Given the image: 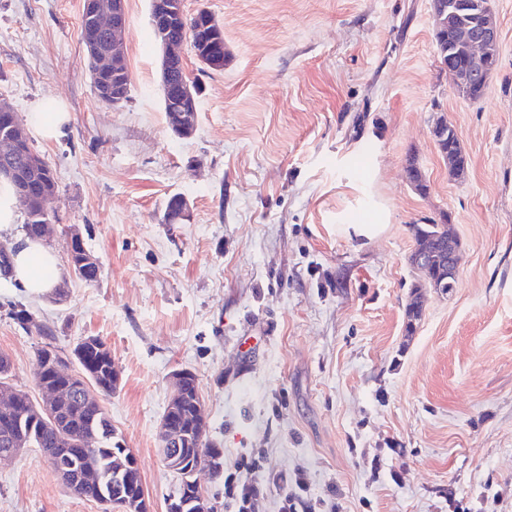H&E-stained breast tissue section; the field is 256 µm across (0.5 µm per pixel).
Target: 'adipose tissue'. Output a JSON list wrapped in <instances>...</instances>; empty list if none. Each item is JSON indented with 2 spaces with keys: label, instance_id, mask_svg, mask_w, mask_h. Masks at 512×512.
Returning <instances> with one entry per match:
<instances>
[{
  "label": "adipose tissue",
  "instance_id": "ef3b65f1",
  "mask_svg": "<svg viewBox=\"0 0 512 512\" xmlns=\"http://www.w3.org/2000/svg\"><path fill=\"white\" fill-rule=\"evenodd\" d=\"M62 271L54 253L41 242L28 238L17 239L12 257V278L21 288L33 295L52 291Z\"/></svg>",
  "mask_w": 512,
  "mask_h": 512
}]
</instances>
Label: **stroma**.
<instances>
[{
	"mask_svg": "<svg viewBox=\"0 0 512 512\" xmlns=\"http://www.w3.org/2000/svg\"><path fill=\"white\" fill-rule=\"evenodd\" d=\"M84 0H0V99L27 118L46 101L68 120L30 131L52 168L59 234L79 225L100 259L67 297L0 279V351L14 389L40 398L38 351L102 338L121 377L104 405L133 451L150 512L180 476L158 449L170 377L196 374L224 475H196L215 512L253 475L255 512L286 499L315 512H512V0H490L499 61L471 100L441 69L432 0H183L224 31L215 71L193 53L194 133L167 124L150 0H126L129 98L103 106L82 64ZM451 122L467 165L454 176L433 128ZM416 165L426 186L410 183ZM183 223H165L170 198ZM388 215L379 237L341 230ZM414 224L452 225L455 288L425 291ZM26 309L50 337L25 332ZM0 512H101L38 449L0 462Z\"/></svg>",
	"mask_w": 512,
	"mask_h": 512,
	"instance_id": "obj_1",
	"label": "stroma"
}]
</instances>
